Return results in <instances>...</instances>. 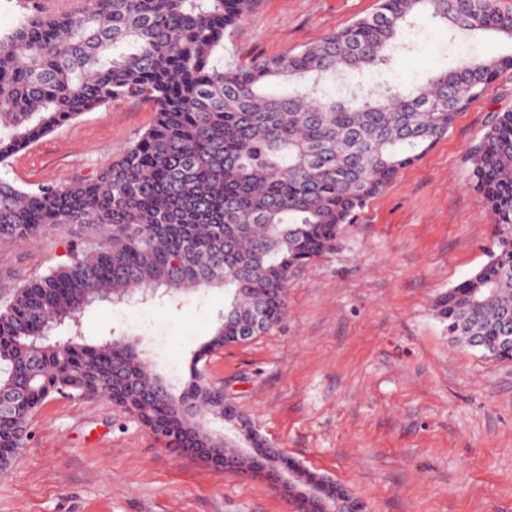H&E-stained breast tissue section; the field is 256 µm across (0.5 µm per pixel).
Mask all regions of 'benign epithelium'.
<instances>
[{
  "mask_svg": "<svg viewBox=\"0 0 512 512\" xmlns=\"http://www.w3.org/2000/svg\"><path fill=\"white\" fill-rule=\"evenodd\" d=\"M192 456L215 468L260 477L295 498L303 512H364L362 502L350 498L332 479L316 475L313 481L301 477L305 468L294 463L291 469L279 466L282 451L266 444L263 448L228 446L221 441L212 448H198Z\"/></svg>",
  "mask_w": 512,
  "mask_h": 512,
  "instance_id": "obj_1",
  "label": "benign epithelium"
}]
</instances>
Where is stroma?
Masks as SVG:
<instances>
[{"mask_svg":"<svg viewBox=\"0 0 512 512\" xmlns=\"http://www.w3.org/2000/svg\"><path fill=\"white\" fill-rule=\"evenodd\" d=\"M83 2L0 0V34ZM376 5L255 0L224 36V64L299 51ZM446 41L428 26L390 79L422 82L446 64ZM509 110L512 69L343 227L332 253L294 271L278 326L208 363V379L260 435L367 512H512V361L451 342L434 310L494 246L492 218L469 187V152L490 113ZM153 120L147 102H113L32 141L0 177L25 188L94 174ZM88 236L85 225L59 224L0 242V286L45 274ZM225 302L219 289L174 302L103 301L82 313L81 332L92 345L138 339L145 361L176 385ZM31 433L0 475V512H296L267 482L168 448L99 396L50 398Z\"/></svg>","mask_w":512,"mask_h":512,"instance_id":"35a3bbf8","label":"stroma"}]
</instances>
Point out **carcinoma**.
<instances>
[{
  "instance_id": "obj_1",
  "label": "carcinoma",
  "mask_w": 512,
  "mask_h": 512,
  "mask_svg": "<svg viewBox=\"0 0 512 512\" xmlns=\"http://www.w3.org/2000/svg\"><path fill=\"white\" fill-rule=\"evenodd\" d=\"M253 0H89L62 17L35 13L0 36V164L30 140L115 101L150 103L154 120L118 160L64 185L24 189L0 178V241L54 224H86L91 237L47 274L0 298V396L25 392L0 412V461L17 456L29 421L53 395H99L184 448L215 422L224 394L204 375L175 393L127 341L85 342V308L134 294L175 298L189 289L231 296L206 359L224 337L262 336L286 315L292 272L329 253L342 226L398 173L448 134L512 55L453 58L411 87L380 80L413 50L404 32L424 19L448 45L479 32L512 40V13L496 0H378L372 14L296 53L224 67V33ZM284 85L281 93L268 91ZM469 185L495 223L487 261L436 302L454 341L498 349L512 321V111L494 112L470 150ZM493 293L475 303L476 290ZM72 324L63 348L47 341Z\"/></svg>"
}]
</instances>
